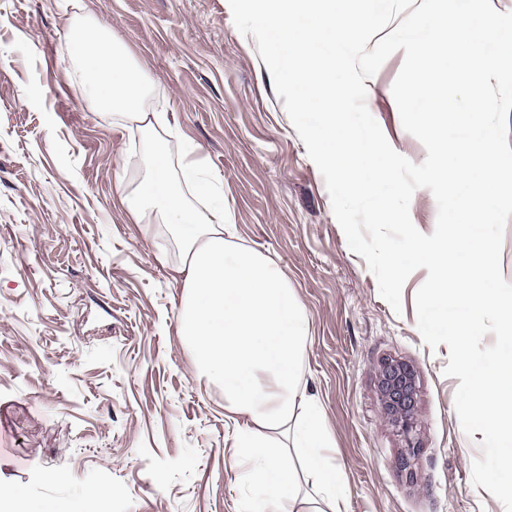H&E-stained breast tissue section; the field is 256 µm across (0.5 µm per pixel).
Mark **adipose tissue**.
Wrapping results in <instances>:
<instances>
[{"mask_svg":"<svg viewBox=\"0 0 512 512\" xmlns=\"http://www.w3.org/2000/svg\"><path fill=\"white\" fill-rule=\"evenodd\" d=\"M75 51L88 77L83 97L119 112L135 128L166 127L163 112H148L139 73L113 52L100 32L75 25ZM179 154L181 179L202 194L222 186L181 146L159 141L149 149L147 177L122 202L136 223L157 217L169 226L183 259L173 268L182 291L178 335L197 379L220 388L234 417L233 467L250 492L248 512H347L349 489L321 407L300 377L309 317L282 269L251 248L226 238L232 209L217 201L191 205L176 189L170 157ZM294 455L287 467L284 458ZM102 494L84 490V508L29 500L20 487L0 484V512H89Z\"/></svg>","mask_w":512,"mask_h":512,"instance_id":"adipose-tissue-1","label":"adipose tissue"}]
</instances>
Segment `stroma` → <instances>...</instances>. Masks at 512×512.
Wrapping results in <instances>:
<instances>
[{
  "mask_svg": "<svg viewBox=\"0 0 512 512\" xmlns=\"http://www.w3.org/2000/svg\"><path fill=\"white\" fill-rule=\"evenodd\" d=\"M85 18L144 76L145 107L223 179L236 244L288 278L310 319L301 368L344 467L349 512H504L471 466L481 435L454 411L449 349H430L403 289L395 313L336 221L325 182L278 98L254 37L228 0H0V481L95 512H246L224 394L192 374L177 334L180 251L165 225L146 237L119 203L146 172L150 134L80 94L72 48ZM403 52L366 80L392 147L427 152L392 96ZM415 377L419 450L386 414L378 372Z\"/></svg>",
  "mask_w": 512,
  "mask_h": 512,
  "instance_id": "1",
  "label": "stroma"
}]
</instances>
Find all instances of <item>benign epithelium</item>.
Masks as SVG:
<instances>
[{"label": "benign epithelium", "mask_w": 512, "mask_h": 512, "mask_svg": "<svg viewBox=\"0 0 512 512\" xmlns=\"http://www.w3.org/2000/svg\"><path fill=\"white\" fill-rule=\"evenodd\" d=\"M379 387L386 413L406 442L402 464L407 467L416 453L412 438V432L415 428L413 373L404 364L386 362L379 371Z\"/></svg>", "instance_id": "obj_1"}]
</instances>
